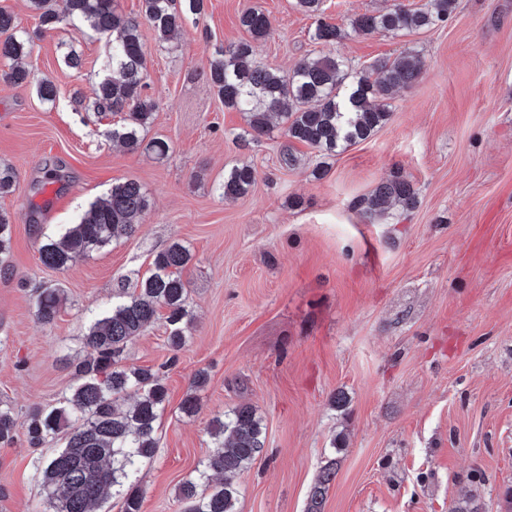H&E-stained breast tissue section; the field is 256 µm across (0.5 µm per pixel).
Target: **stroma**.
<instances>
[{
  "label": "stroma",
  "mask_w": 512,
  "mask_h": 512,
  "mask_svg": "<svg viewBox=\"0 0 512 512\" xmlns=\"http://www.w3.org/2000/svg\"><path fill=\"white\" fill-rule=\"evenodd\" d=\"M271 30L258 63L288 70L324 50L369 64L408 47L425 72L400 90L388 123L328 158L273 130L245 144L242 113L207 82L215 49L246 39L243 9ZM32 38L33 84L0 80V163L18 173L0 198L13 220L0 271V400L19 417L57 405L74 382L61 353L84 356L93 315L111 308L118 280L148 276L156 252L179 242L194 322L178 355L155 323L127 347V363L166 365L159 448L140 473L141 512H179L176 488L211 451L218 412L251 403L266 425L263 452L238 479V512H307L322 469L336 477L322 512H452L471 496L481 512H512V0H458L448 23L423 33L310 39L295 0H205L171 43L140 30L153 121L166 157L129 152L106 121L76 111L93 101L104 40L64 27L41 32L30 0H0ZM76 50L79 68L65 65ZM57 88L44 103L36 81ZM293 154L286 164L285 154ZM251 163L250 192L228 200L225 171ZM414 184L416 209L362 218L357 199L393 171ZM134 180L150 207L137 235L69 269L38 260V242L73 223L113 183ZM67 302L53 325L34 316L39 288ZM201 410L180 403L197 370ZM40 449L25 434L0 444V512H42Z\"/></svg>",
  "instance_id": "stroma-1"
}]
</instances>
